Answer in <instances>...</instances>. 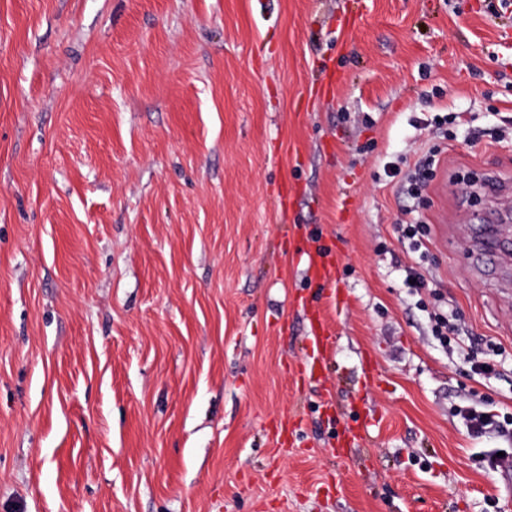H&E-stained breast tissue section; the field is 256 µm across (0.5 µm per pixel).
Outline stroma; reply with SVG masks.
<instances>
[{"label":"stroma","instance_id":"stroma-1","mask_svg":"<svg viewBox=\"0 0 512 512\" xmlns=\"http://www.w3.org/2000/svg\"><path fill=\"white\" fill-rule=\"evenodd\" d=\"M488 174L512 188V0H0V512H512L484 459L512 441L458 414L512 430ZM313 308L326 387L293 375ZM309 267L313 277L323 285L336 286L338 282V269L336 263L325 259L320 253L309 255ZM453 314L437 315L433 317L432 334L436 336L442 346H451V337L459 335V325ZM496 415L490 414L484 410H478L477 407H468L463 413V418L467 427L474 435H484L491 432H503V426L496 419Z\"/></svg>","mask_w":512,"mask_h":512}]
</instances>
